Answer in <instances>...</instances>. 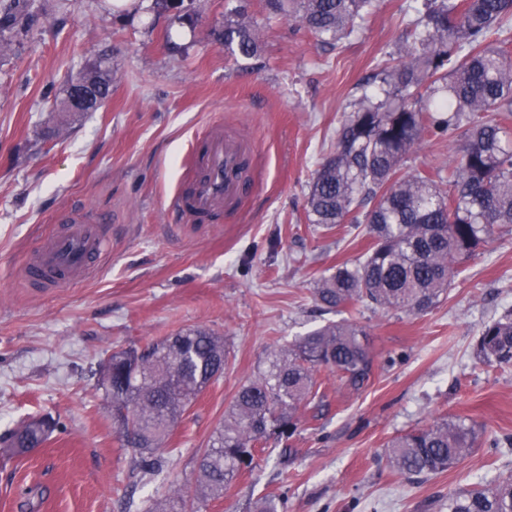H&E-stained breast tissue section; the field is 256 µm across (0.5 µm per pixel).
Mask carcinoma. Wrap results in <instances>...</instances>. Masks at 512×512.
Masks as SVG:
<instances>
[{
	"label": "carcinoma",
	"instance_id": "cac0c4a2",
	"mask_svg": "<svg viewBox=\"0 0 512 512\" xmlns=\"http://www.w3.org/2000/svg\"><path fill=\"white\" fill-rule=\"evenodd\" d=\"M236 0L214 36L233 56L259 53L263 26ZM375 0H265L267 14L294 18L323 45L357 31ZM417 17L393 55L378 64L380 85L351 103L334 149L315 169L307 196L310 223L331 229L362 224L366 253L336 266L315 289L325 311L358 303L421 316L432 310L461 265L504 226H512V0H422ZM466 124L469 136L448 174L423 166L402 172L424 141ZM477 354L488 364H512V312L485 323ZM228 362L224 339L190 329L143 347L112 353L100 369L108 400L131 413L124 445L148 479L165 468L163 444L179 419L216 383ZM374 360L367 333L355 322H331L267 356L263 368L236 392L224 424L210 437L198 466L196 509L257 467L271 438L288 440L297 411L320 407L316 373L326 368L353 390L370 379ZM58 427L50 414L25 423L7 440L15 454L42 445ZM478 435L462 418H441L388 444L387 460L412 477L441 474L462 462ZM178 490L151 512H186ZM269 493L255 512H280ZM448 512H512V480L476 485L448 495Z\"/></svg>",
	"mask_w": 512,
	"mask_h": 512
}]
</instances>
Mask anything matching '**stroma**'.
Segmentation results:
<instances>
[{"mask_svg": "<svg viewBox=\"0 0 512 512\" xmlns=\"http://www.w3.org/2000/svg\"><path fill=\"white\" fill-rule=\"evenodd\" d=\"M411 0H380L362 28L321 46L293 20H271L256 58L231 56L214 32L229 0H153L119 12L107 0H0V441L28 418L60 426L13 456L0 444V512H146L168 491L192 497L199 456L240 385L268 353L342 319L368 331L373 375L362 390L321 372L330 405L300 409L292 458L269 449L206 512H251L269 492L284 512H438L475 484L512 479V365L476 355L482 325L512 311V227L496 231L430 312L362 304L319 309L314 290L368 247L362 228L310 223L312 174L336 144L352 101L402 36ZM98 72L104 104L62 106ZM246 145L250 192L220 224L183 223L170 206L193 140L213 123ZM467 127L423 142L405 169H447ZM65 206L111 215L98 271L35 288L24 266ZM203 328L229 363L178 422L159 479L134 471L99 370L113 351ZM480 430L468 457L429 478L389 467L397 435L439 417Z\"/></svg>", "mask_w": 512, "mask_h": 512, "instance_id": "obj_1", "label": "stroma"}]
</instances>
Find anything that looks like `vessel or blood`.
Returning a JSON list of instances; mask_svg holds the SVG:
<instances>
[{
	"label": "vessel or blood",
	"instance_id": "vessel-or-blood-1",
	"mask_svg": "<svg viewBox=\"0 0 512 512\" xmlns=\"http://www.w3.org/2000/svg\"><path fill=\"white\" fill-rule=\"evenodd\" d=\"M243 154V146L225 137L220 125L193 143L188 190L174 199L188 222L223 223L225 210L243 194ZM53 222L55 231L42 240L25 267L27 279L37 288H60L94 274L107 241L105 214L65 207Z\"/></svg>",
	"mask_w": 512,
	"mask_h": 512
}]
</instances>
